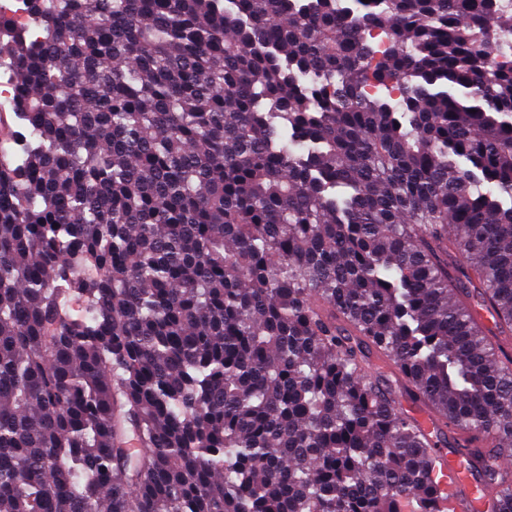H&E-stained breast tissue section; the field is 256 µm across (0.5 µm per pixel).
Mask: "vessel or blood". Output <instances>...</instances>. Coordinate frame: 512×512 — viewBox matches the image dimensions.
<instances>
[{"mask_svg": "<svg viewBox=\"0 0 512 512\" xmlns=\"http://www.w3.org/2000/svg\"><path fill=\"white\" fill-rule=\"evenodd\" d=\"M465 436V431L454 429L452 445L434 450V477L444 494L442 507L444 512H489L491 497L481 493L466 450L457 446Z\"/></svg>", "mask_w": 512, "mask_h": 512, "instance_id": "obj_1", "label": "vessel or blood"}]
</instances>
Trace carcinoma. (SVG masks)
<instances>
[{
    "label": "carcinoma",
    "instance_id": "1",
    "mask_svg": "<svg viewBox=\"0 0 512 512\" xmlns=\"http://www.w3.org/2000/svg\"><path fill=\"white\" fill-rule=\"evenodd\" d=\"M29 2L0 512H440L448 425L512 453L502 0Z\"/></svg>",
    "mask_w": 512,
    "mask_h": 512
}]
</instances>
